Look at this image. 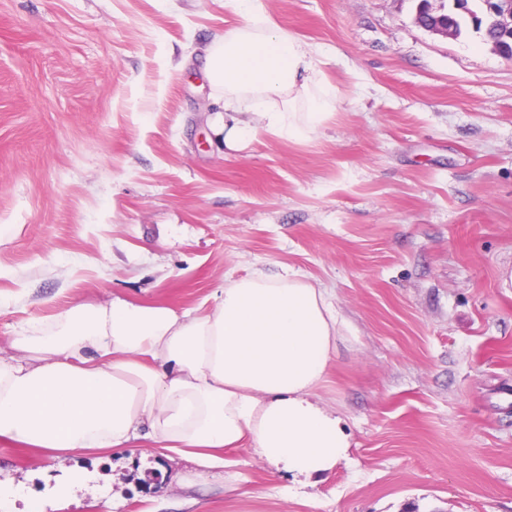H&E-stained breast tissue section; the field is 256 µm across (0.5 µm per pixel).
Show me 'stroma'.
<instances>
[{
  "label": "stroma",
  "instance_id": "obj_1",
  "mask_svg": "<svg viewBox=\"0 0 512 512\" xmlns=\"http://www.w3.org/2000/svg\"><path fill=\"white\" fill-rule=\"evenodd\" d=\"M417 3L265 0L337 111L230 150L201 76L224 0H0V346L73 302L201 312L291 266L346 322L320 396L352 444L304 486L248 448L201 476L0 441V512H512V60ZM430 5L425 15V21L422 23L419 21V9L417 8L416 12V22L424 28L425 30L432 32L434 34H439L442 36H456L455 26L450 17V12H447L442 7V0H429Z\"/></svg>",
  "mask_w": 512,
  "mask_h": 512
}]
</instances>
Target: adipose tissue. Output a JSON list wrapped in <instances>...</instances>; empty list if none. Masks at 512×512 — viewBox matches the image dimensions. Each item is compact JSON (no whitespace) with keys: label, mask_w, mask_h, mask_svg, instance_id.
<instances>
[{"label":"adipose tissue","mask_w":512,"mask_h":512,"mask_svg":"<svg viewBox=\"0 0 512 512\" xmlns=\"http://www.w3.org/2000/svg\"><path fill=\"white\" fill-rule=\"evenodd\" d=\"M237 25L208 45L205 76L224 101L230 148L264 132L305 141L338 90L263 0H228ZM200 313L115 297L78 303L54 331L21 329L0 356V440L58 456L150 441L226 467L243 445L278 472L311 479L349 454L350 435L318 391L344 324L327 289L295 269L225 281Z\"/></svg>","instance_id":"obj_1"}]
</instances>
